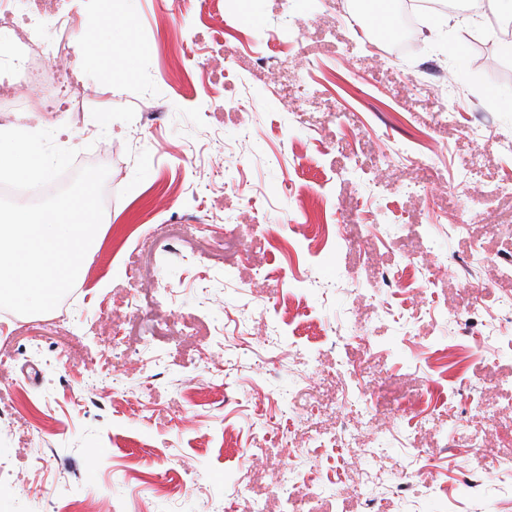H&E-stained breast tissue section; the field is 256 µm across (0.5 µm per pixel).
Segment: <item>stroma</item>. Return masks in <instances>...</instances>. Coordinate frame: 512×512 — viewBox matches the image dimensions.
Listing matches in <instances>:
<instances>
[{
	"instance_id": "1",
	"label": "stroma",
	"mask_w": 512,
	"mask_h": 512,
	"mask_svg": "<svg viewBox=\"0 0 512 512\" xmlns=\"http://www.w3.org/2000/svg\"><path fill=\"white\" fill-rule=\"evenodd\" d=\"M225 2L65 0L83 109L21 137L50 164L38 185L107 166L112 212L69 316L0 330V512H366L365 470L378 512H512L494 469L512 457V352L458 345L512 295V194H478L512 181V109L486 69H512V46L476 52L445 13L397 52L354 30L348 0H262L255 20ZM117 18L139 53L85 64L86 33ZM476 242L478 295L460 277ZM386 271L418 292L384 290ZM337 336L377 408L342 403ZM297 471L328 482L286 486Z\"/></svg>"
}]
</instances>
